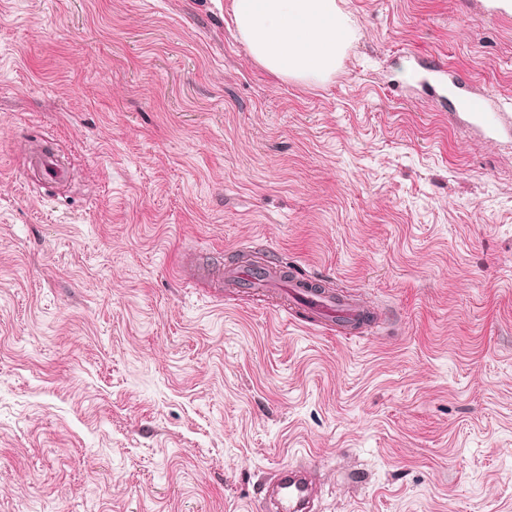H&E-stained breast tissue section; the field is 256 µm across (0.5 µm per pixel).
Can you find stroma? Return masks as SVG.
<instances>
[{
    "instance_id": "35a3bbf8",
    "label": "stroma",
    "mask_w": 512,
    "mask_h": 512,
    "mask_svg": "<svg viewBox=\"0 0 512 512\" xmlns=\"http://www.w3.org/2000/svg\"><path fill=\"white\" fill-rule=\"evenodd\" d=\"M340 6L301 84L228 0H0V512H265L301 460L318 512H512V131L411 79L512 113V7ZM246 251L374 322L227 287ZM426 72L423 81L448 93V105L455 111L459 109L466 112L480 122H487L488 114L497 112L499 105L496 101L486 95L469 92L468 88L450 73L445 62L431 60ZM31 166L35 172L46 178L55 179L63 175V168L58 159L43 152H35Z\"/></svg>"
}]
</instances>
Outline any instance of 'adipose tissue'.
<instances>
[{"mask_svg":"<svg viewBox=\"0 0 512 512\" xmlns=\"http://www.w3.org/2000/svg\"><path fill=\"white\" fill-rule=\"evenodd\" d=\"M231 13L252 59L286 80L325 81L356 37L337 0H231Z\"/></svg>","mask_w":512,"mask_h":512,"instance_id":"1","label":"adipose tissue"}]
</instances>
